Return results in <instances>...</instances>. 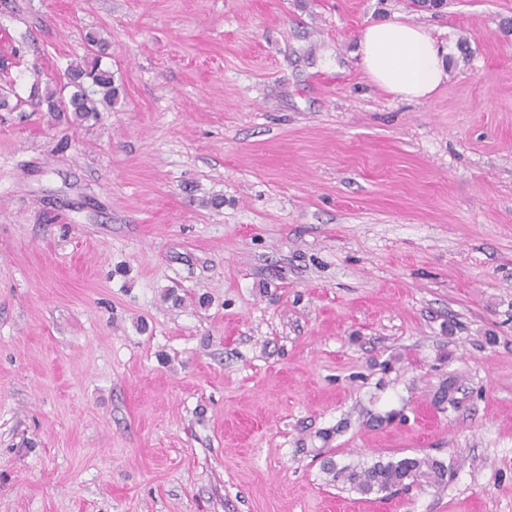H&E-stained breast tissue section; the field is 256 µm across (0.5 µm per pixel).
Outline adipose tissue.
<instances>
[{
	"mask_svg": "<svg viewBox=\"0 0 512 512\" xmlns=\"http://www.w3.org/2000/svg\"><path fill=\"white\" fill-rule=\"evenodd\" d=\"M357 52L371 80L395 97H429L447 77L445 51L421 26L402 20L363 29Z\"/></svg>",
	"mask_w": 512,
	"mask_h": 512,
	"instance_id": "adipose-tissue-1",
	"label": "adipose tissue"
}]
</instances>
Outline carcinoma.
I'll list each match as a JSON object with an SVG mask.
<instances>
[{"label":"carcinoma","mask_w":512,"mask_h":512,"mask_svg":"<svg viewBox=\"0 0 512 512\" xmlns=\"http://www.w3.org/2000/svg\"><path fill=\"white\" fill-rule=\"evenodd\" d=\"M86 40L97 48V53L85 55L67 65L64 87L71 89L69 96L65 97L48 86L37 102L52 114L71 113L72 122L79 125L98 118L100 106L116 103L120 95V85L116 83L114 74L101 66L99 53L106 49L105 39L90 31ZM322 471L331 482L361 495L386 494L413 486L420 489L442 488L454 475L452 464L430 455L346 465L328 457L323 460Z\"/></svg>","instance_id":"carcinoma-1"}]
</instances>
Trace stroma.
<instances>
[{
    "label": "stroma",
    "mask_w": 512,
    "mask_h": 512,
    "mask_svg": "<svg viewBox=\"0 0 512 512\" xmlns=\"http://www.w3.org/2000/svg\"><path fill=\"white\" fill-rule=\"evenodd\" d=\"M89 31L121 99L54 121ZM0 60V512H512V0H0ZM445 50L421 26L394 20L363 29L357 54L371 80L395 97H429L447 78ZM322 471L331 482L362 495L386 494L413 486L442 488L454 475L452 464L430 455L346 465H338L330 456L323 460Z\"/></svg>",
    "instance_id": "obj_1"
}]
</instances>
